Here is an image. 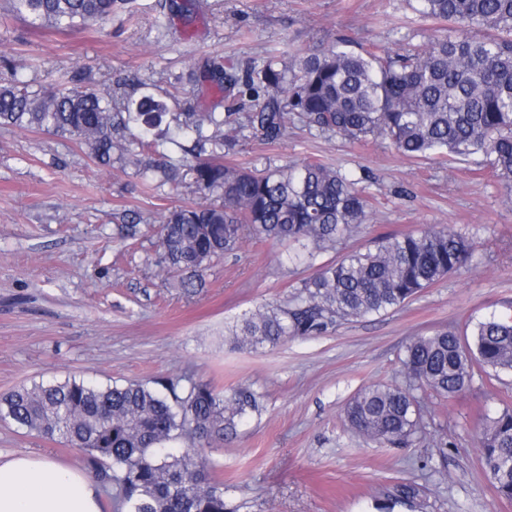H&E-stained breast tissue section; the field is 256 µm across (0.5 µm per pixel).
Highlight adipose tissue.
I'll list each match as a JSON object with an SVG mask.
<instances>
[{"instance_id":"obj_1","label":"adipose tissue","mask_w":512,"mask_h":512,"mask_svg":"<svg viewBox=\"0 0 512 512\" xmlns=\"http://www.w3.org/2000/svg\"><path fill=\"white\" fill-rule=\"evenodd\" d=\"M0 512H102V500L79 469L43 455H0Z\"/></svg>"}]
</instances>
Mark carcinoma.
<instances>
[{
    "mask_svg": "<svg viewBox=\"0 0 512 512\" xmlns=\"http://www.w3.org/2000/svg\"><path fill=\"white\" fill-rule=\"evenodd\" d=\"M125 0H3V16L29 19L58 31L112 18ZM422 20L448 22L442 38L421 29L404 54L355 48L339 38L293 58L270 56L246 73L259 85V110L241 114L182 112L169 116L152 95L115 110L112 93L82 89L64 71L48 92L33 89L4 65L0 125L52 130L85 144L99 162L132 140L154 149L192 139L188 168L199 202L168 210L155 229L163 269L175 287L205 286L213 259L237 249L242 236L298 244L296 258L316 268L283 304L264 303L230 330L249 348L290 337L322 336L342 320L385 313L468 266L474 243L447 228L379 238L333 264L318 256L358 233L370 200L357 180L322 162H303L258 176L224 162V130L243 137L280 139L288 123L333 132L352 142L384 140L417 160L439 159L453 169L482 157L489 172L512 190V0H414ZM219 92L239 78L212 62ZM224 204L209 201L214 195ZM472 343L448 329L415 338L401 362L408 384H373L344 409L348 426L378 443L406 445L422 421L417 391L453 397L475 369L512 372V318L475 324ZM262 395L248 385L226 393L192 377L99 384L84 379L21 385L0 395V421L83 451L103 483L116 487L120 512H226L224 483L195 449L222 443L261 413ZM482 468L499 498L512 501V409L492 418L479 437ZM397 486L393 504L418 496Z\"/></svg>",
    "mask_w": 512,
    "mask_h": 512,
    "instance_id": "cac0c4a2",
    "label": "carcinoma"
}]
</instances>
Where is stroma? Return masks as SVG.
Wrapping results in <instances>:
<instances>
[{"label": "stroma", "mask_w": 512, "mask_h": 512, "mask_svg": "<svg viewBox=\"0 0 512 512\" xmlns=\"http://www.w3.org/2000/svg\"><path fill=\"white\" fill-rule=\"evenodd\" d=\"M420 27L441 35L448 24L420 20L405 0H130L110 20L63 33L2 23L0 56L34 88L49 89L67 68L79 86L111 90L118 101L165 97L176 81L171 111L205 112L217 100L214 56L250 66L294 46L328 47L341 34L402 53ZM182 156L170 143L137 159L116 149L103 167L70 136L0 127V394L69 377L122 384L190 375L224 390L245 383L262 394L261 415L206 451L228 512H380L402 483L419 494L394 512H512L482 471L478 442L485 421L512 406V374L474 378L450 399L422 393L423 425L403 447L367 441L343 421L361 387L405 385L401 357L416 337L512 315V191L471 161L451 170L385 142L352 143L299 124L276 142L238 139L225 161L257 173L320 161L353 175L370 197L368 223L320 263L380 235L444 226L475 245L467 268L402 307L251 349L230 327L263 302L289 300L311 271L292 262L295 245L247 235L214 260L205 288H175L146 227L200 196L191 177L171 185L142 171ZM134 221L142 231L120 238L117 225ZM441 434L442 450L434 446ZM0 453L89 468L83 452L12 423L0 422Z\"/></svg>", "instance_id": "obj_1"}]
</instances>
